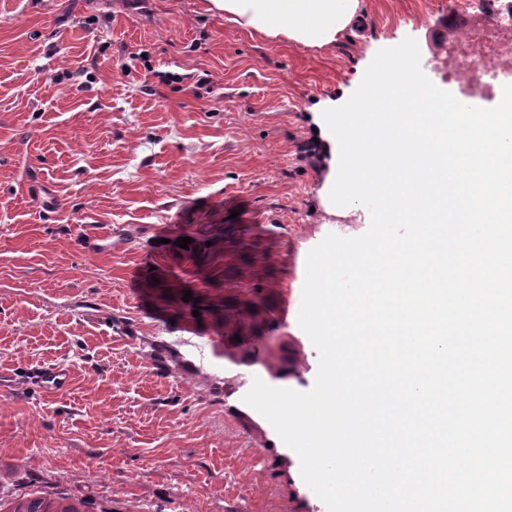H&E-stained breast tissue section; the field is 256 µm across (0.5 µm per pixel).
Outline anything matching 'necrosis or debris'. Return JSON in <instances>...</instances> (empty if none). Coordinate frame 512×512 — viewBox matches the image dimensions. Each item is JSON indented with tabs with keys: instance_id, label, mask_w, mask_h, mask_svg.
Listing matches in <instances>:
<instances>
[{
	"instance_id": "necrosis-or-debris-1",
	"label": "necrosis or debris",
	"mask_w": 512,
	"mask_h": 512,
	"mask_svg": "<svg viewBox=\"0 0 512 512\" xmlns=\"http://www.w3.org/2000/svg\"><path fill=\"white\" fill-rule=\"evenodd\" d=\"M452 14L458 29L435 71L457 98L500 99L512 84V0H454Z\"/></svg>"
}]
</instances>
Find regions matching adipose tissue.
Segmentation results:
<instances>
[{"instance_id": "obj_1", "label": "adipose tissue", "mask_w": 512, "mask_h": 512, "mask_svg": "<svg viewBox=\"0 0 512 512\" xmlns=\"http://www.w3.org/2000/svg\"><path fill=\"white\" fill-rule=\"evenodd\" d=\"M227 22L241 28L322 47L354 21L358 0H211Z\"/></svg>"}]
</instances>
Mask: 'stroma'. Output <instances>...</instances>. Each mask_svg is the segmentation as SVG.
<instances>
[{
  "label": "stroma",
  "instance_id": "35a3bbf8",
  "mask_svg": "<svg viewBox=\"0 0 512 512\" xmlns=\"http://www.w3.org/2000/svg\"><path fill=\"white\" fill-rule=\"evenodd\" d=\"M358 2L318 48L229 25L209 0H0V494L327 512L243 398L257 378L315 383L318 351L280 306L301 305L326 236L320 111L380 49L437 53L453 4ZM245 310L300 377L225 359L258 347L229 323ZM56 367L70 385L51 394L37 374Z\"/></svg>",
  "mask_w": 512,
  "mask_h": 512
}]
</instances>
